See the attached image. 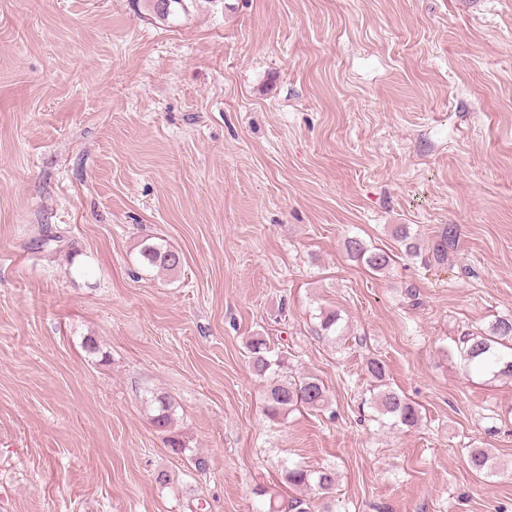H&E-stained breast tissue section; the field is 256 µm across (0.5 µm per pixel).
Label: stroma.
Instances as JSON below:
<instances>
[{
  "label": "stroma",
  "instance_id": "stroma-1",
  "mask_svg": "<svg viewBox=\"0 0 512 512\" xmlns=\"http://www.w3.org/2000/svg\"><path fill=\"white\" fill-rule=\"evenodd\" d=\"M510 316L512 0H0V512H266L295 462L335 512H512V380L456 349ZM254 336L328 409L267 420ZM344 246L352 258L364 261L369 268L376 272L388 271L394 261L393 254L380 248H369L358 238H348ZM145 240L140 246V262L145 267L157 268L168 272H177L183 265V255L170 246L156 243H147ZM366 370L374 383L371 401L375 411L392 420V424L416 426L420 412L412 402L389 385L386 363L379 358H370L366 363ZM154 414L151 415V423L160 433L171 434L173 402L164 393H155L151 399ZM282 482L290 488H308L317 491L321 497L328 498L336 490V470L332 467H322L318 470L295 464L285 466L281 470Z\"/></svg>",
  "mask_w": 512,
  "mask_h": 512
}]
</instances>
